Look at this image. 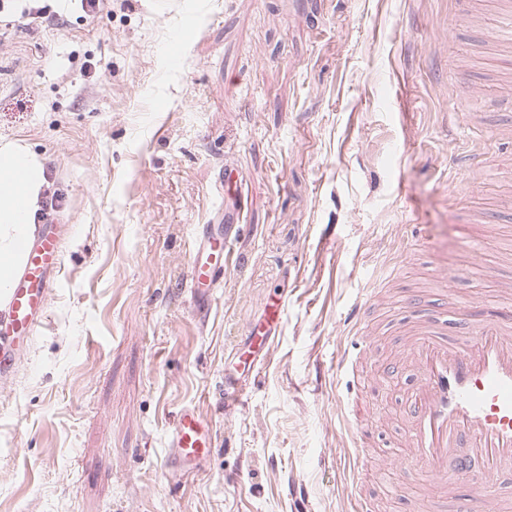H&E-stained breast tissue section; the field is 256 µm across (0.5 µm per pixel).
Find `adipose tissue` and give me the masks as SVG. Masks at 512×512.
<instances>
[{
  "instance_id": "1",
  "label": "adipose tissue",
  "mask_w": 512,
  "mask_h": 512,
  "mask_svg": "<svg viewBox=\"0 0 512 512\" xmlns=\"http://www.w3.org/2000/svg\"><path fill=\"white\" fill-rule=\"evenodd\" d=\"M44 171V159L26 144H0V296L12 287L22 263L17 241L35 232V215L47 186Z\"/></svg>"
}]
</instances>
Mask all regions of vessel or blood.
I'll return each instance as SVG.
<instances>
[{
  "instance_id": "obj_1",
  "label": "vessel or blood",
  "mask_w": 512,
  "mask_h": 512,
  "mask_svg": "<svg viewBox=\"0 0 512 512\" xmlns=\"http://www.w3.org/2000/svg\"><path fill=\"white\" fill-rule=\"evenodd\" d=\"M23 264L6 298L0 299V383L10 382L38 327L47 318L51 292L61 269L60 240L41 232L21 247ZM186 286L195 300L212 305L234 260L233 238L202 234L193 239ZM463 334L449 339L448 328L432 319L416 324L397 358L416 366L419 379L404 396L405 438L413 453L394 458V467L411 465L426 473L436 498L454 499L453 512H496L494 482L512 472V311L484 316L476 296L458 305ZM368 333L356 332L350 350L336 362L347 386L358 373ZM245 381L225 377L216 393L221 402H238ZM167 462L189 475L202 470L216 447L210 420L197 408L181 407L165 436ZM470 478L467 498L457 481Z\"/></svg>"
}]
</instances>
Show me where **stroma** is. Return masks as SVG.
Wrapping results in <instances>:
<instances>
[{
  "label": "stroma",
  "mask_w": 512,
  "mask_h": 512,
  "mask_svg": "<svg viewBox=\"0 0 512 512\" xmlns=\"http://www.w3.org/2000/svg\"><path fill=\"white\" fill-rule=\"evenodd\" d=\"M49 7L61 20L31 22ZM0 31V141L46 158L47 216L61 272L45 325L0 390V512H421L420 474L383 470L410 453L391 382L417 317L409 297L459 295L511 308L480 266L512 277V49L495 46L497 0H15ZM476 23L457 26L462 13ZM486 85L469 126L449 116L456 83ZM244 176L237 261L216 304L184 286L193 230H217L213 189ZM495 213L488 224L465 215ZM424 242H416L413 230ZM397 270L386 279V269ZM382 291L363 400L372 462L336 356L347 315ZM285 301L246 403L208 392L249 350L267 298ZM192 403L215 424L205 471L175 475L165 434Z\"/></svg>",
  "instance_id": "35a3bbf8"
}]
</instances>
